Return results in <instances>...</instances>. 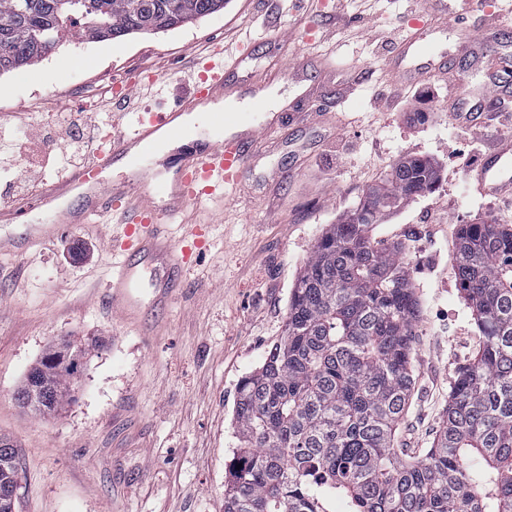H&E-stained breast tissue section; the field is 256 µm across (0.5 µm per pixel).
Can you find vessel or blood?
Segmentation results:
<instances>
[{"instance_id":"vessel-or-blood-1","label":"vessel or blood","mask_w":512,"mask_h":512,"mask_svg":"<svg viewBox=\"0 0 512 512\" xmlns=\"http://www.w3.org/2000/svg\"><path fill=\"white\" fill-rule=\"evenodd\" d=\"M433 11L439 15L431 32H414L401 42L390 61L399 78L416 83L447 72L445 51L423 50L431 34L454 31L458 43L478 41L477 32L458 20H448V0H434ZM249 58L241 52L226 58L221 46L208 47L193 61L195 75L188 92L173 105L159 112L138 116L130 131L113 138L109 148L98 149L88 162L70 170L42 194L25 199L0 213V222L23 224V239H0V253H17L22 245L51 237L64 224H112V303L128 317L140 308L135 293L143 272H150L153 305L163 307L174 298L183 274L192 265L196 250L205 245L204 225L186 221L188 207L204 202L223 205L236 189L250 160L264 146V136L278 125L276 117L266 116L261 98H254L249 112L206 115L214 133L210 140L197 138L196 128L182 124L183 115L207 103L238 97L234 78ZM312 66L309 55L289 59L274 57L270 64L253 69L251 81L264 90L278 81L302 78ZM165 134L173 141H195L194 149L180 155L158 189L147 188L150 171L145 163L157 152V136ZM130 167V174L107 180V173L117 164ZM475 190L481 196H500L512 191V149L488 152L475 176ZM40 210L50 216L49 223L33 224L29 216ZM180 225L182 234L173 237L171 225Z\"/></svg>"}]
</instances>
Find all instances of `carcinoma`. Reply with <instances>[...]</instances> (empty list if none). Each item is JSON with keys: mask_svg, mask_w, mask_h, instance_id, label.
<instances>
[{"mask_svg": "<svg viewBox=\"0 0 512 512\" xmlns=\"http://www.w3.org/2000/svg\"><path fill=\"white\" fill-rule=\"evenodd\" d=\"M227 0H0V75L88 42L173 30ZM424 158L398 164L320 238L292 289L284 334L238 386L240 443L224 512H512V226L462 224L453 271L480 334L432 447L414 459L396 433L413 395L418 303L402 250L371 226L431 188ZM78 362L48 349L16 393L42 416L68 400ZM17 484L0 437V500Z\"/></svg>", "mask_w": 512, "mask_h": 512, "instance_id": "carcinoma-1", "label": "carcinoma"}]
</instances>
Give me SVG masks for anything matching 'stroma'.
Returning <instances> with one entry per match:
<instances>
[{"label":"stroma","mask_w":512,"mask_h":512,"mask_svg":"<svg viewBox=\"0 0 512 512\" xmlns=\"http://www.w3.org/2000/svg\"><path fill=\"white\" fill-rule=\"evenodd\" d=\"M431 0H228L180 29L121 40L64 43L40 64L0 75V125L37 138L40 114L82 108L110 119L172 104L186 92L191 52L214 41L250 48L266 64L274 40L305 28L289 52L336 67L346 96L267 134L243 180L212 216L208 247L175 299L155 307L140 289L136 320L112 306V250L99 224H65L49 242L0 254V435L17 449V512H224V480L239 446L237 388L282 336L288 300L316 241L404 159L434 161L435 186L371 228L399 243L419 300L415 390L399 427L417 456L444 420L458 369L479 347L471 308L452 271L457 230L489 217L498 198L469 173L496 147L494 129L460 137L448 90L405 91L388 70L391 40ZM477 31L512 22V0H471ZM178 73L163 95L115 101L113 89L148 74ZM89 347L80 382L55 415L20 407L15 393L49 346Z\"/></svg>","instance_id":"35a3bbf8"}]
</instances>
